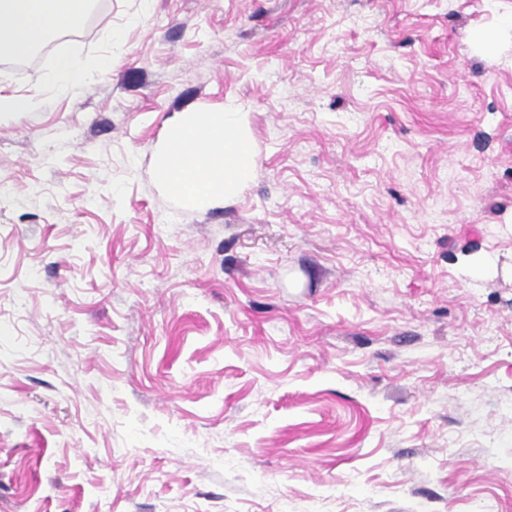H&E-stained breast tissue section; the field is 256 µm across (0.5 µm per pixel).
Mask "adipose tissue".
<instances>
[{
    "mask_svg": "<svg viewBox=\"0 0 512 512\" xmlns=\"http://www.w3.org/2000/svg\"><path fill=\"white\" fill-rule=\"evenodd\" d=\"M89 0H0V52L24 58L51 35L73 29ZM156 170L181 203L230 197L255 174L244 113L198 114L175 126L156 156Z\"/></svg>",
    "mask_w": 512,
    "mask_h": 512,
    "instance_id": "ef3b65f1",
    "label": "adipose tissue"
}]
</instances>
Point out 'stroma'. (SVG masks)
I'll list each match as a JSON object with an SVG mask.
<instances>
[{
  "label": "stroma",
  "instance_id": "obj_1",
  "mask_svg": "<svg viewBox=\"0 0 512 512\" xmlns=\"http://www.w3.org/2000/svg\"><path fill=\"white\" fill-rule=\"evenodd\" d=\"M35 58L0 512H512V0H94ZM229 107L256 174L184 206L156 155ZM58 80L65 90H71L82 84L86 70L83 63L72 56H60L55 63Z\"/></svg>",
  "mask_w": 512,
  "mask_h": 512
}]
</instances>
